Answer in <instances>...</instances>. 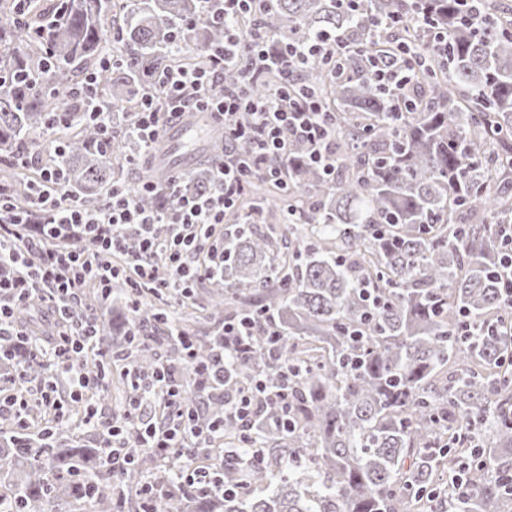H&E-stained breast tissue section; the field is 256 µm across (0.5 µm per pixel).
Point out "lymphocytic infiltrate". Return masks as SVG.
I'll use <instances>...</instances> for the list:
<instances>
[{
    "instance_id": "1",
    "label": "lymphocytic infiltrate",
    "mask_w": 512,
    "mask_h": 512,
    "mask_svg": "<svg viewBox=\"0 0 512 512\" xmlns=\"http://www.w3.org/2000/svg\"><path fill=\"white\" fill-rule=\"evenodd\" d=\"M271 2L203 0V9L185 27L190 30L198 23H223V45L208 49L204 65L163 68L141 100L136 128L145 148L157 147L168 124L190 109L210 113L222 128L224 155L213 164L215 177L208 193L180 195V180L172 176L167 180V191L179 194L177 209L149 212L141 208L138 196L156 192L158 186L155 181L144 180L134 191L112 189L105 203L92 211L71 198L56 170L45 169L33 202L19 214L11 203L8 186L0 183V264L18 262L30 253L37 256L29 277L0 279V341L8 335L23 337L14 306L31 292H43L60 319L73 318L77 324L58 334L50 350L36 351L35 356L73 379L74 396L98 385L94 371L97 358L86 351L85 343L95 335L100 321L78 312L84 288L93 284L107 293L113 282L121 279L134 294L149 288L183 295L198 281L209 278L224 264V241L216 237V226L223 224L225 212L234 208L254 179L282 182V165L289 159V137L307 143L311 163L334 172L328 152L333 117L302 91L300 80L313 62L335 61L346 44L341 36L331 34L320 35L307 45L283 42L258 22ZM274 65L281 72L280 83L264 95H253L252 84ZM228 68L240 69L237 85H223ZM243 110L251 116L245 126L237 121ZM240 140L251 146L244 158L236 151ZM157 224L172 226L166 241L154 237ZM130 238L137 245L131 253L125 250ZM160 253L168 267L163 279L157 278L153 265ZM157 403L182 422V429H164L146 417L145 407ZM188 420L173 377L165 371L158 373L153 386L131 399L124 424L109 426L106 463L116 471L130 464L127 441L140 434L145 435L149 447L166 456H185L188 442L206 439L203 429L189 425Z\"/></svg>"
}]
</instances>
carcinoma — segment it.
I'll return each mask as SVG.
<instances>
[{
    "instance_id": "carcinoma-1",
    "label": "carcinoma",
    "mask_w": 512,
    "mask_h": 512,
    "mask_svg": "<svg viewBox=\"0 0 512 512\" xmlns=\"http://www.w3.org/2000/svg\"><path fill=\"white\" fill-rule=\"evenodd\" d=\"M200 0H29L20 12L0 0V156L32 152L62 171L64 188L90 209L120 184L123 161L139 145L138 111L151 74L200 65L185 56L179 23ZM397 27L371 22L392 17ZM260 24L286 41L334 32L354 46L339 71L322 63L304 74L336 118L333 176L309 164L308 146L290 138L288 195L264 204L300 208L294 222L224 230V269L203 294L176 305L147 290L131 303L121 282L104 299L89 288L81 304L102 327L93 338L101 387L72 402L66 421L34 404L29 429L0 415V512H118L151 477V512H512V293L501 271L498 225L512 224V4L479 0H276ZM200 48L224 42V25L187 33ZM117 59L104 68L107 41ZM418 43L411 57L410 105L368 66L379 41ZM112 90V111H92L73 95L87 79ZM65 92L67 111L53 112ZM112 151L101 148L104 126ZM59 128L62 148L45 143ZM40 171L9 164L0 179L16 206L33 200ZM211 187L202 163L182 190ZM41 292L17 307L27 341L42 334ZM249 316L276 336L249 337L248 353L225 365L224 385L203 393L184 367L189 343L216 366L223 341L200 324ZM165 367L179 378L184 405L205 399L209 465L224 456L215 482L194 489L176 466L130 441L135 463L118 477L103 466L105 431L88 409L125 401L139 379ZM291 372L284 373V368ZM10 351L0 357L15 388L53 375L35 360L17 377ZM261 378L288 392V417L269 401L247 425L225 412L238 388ZM252 435L263 462L243 473L230 451ZM462 486L448 490L461 462Z\"/></svg>"
}]
</instances>
